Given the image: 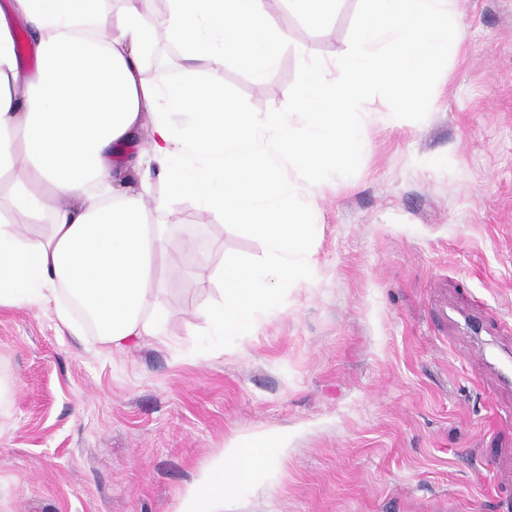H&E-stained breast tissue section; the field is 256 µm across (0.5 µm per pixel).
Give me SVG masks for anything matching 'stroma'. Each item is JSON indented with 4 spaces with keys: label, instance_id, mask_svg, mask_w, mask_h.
<instances>
[{
    "label": "stroma",
    "instance_id": "35a3bbf8",
    "mask_svg": "<svg viewBox=\"0 0 512 512\" xmlns=\"http://www.w3.org/2000/svg\"><path fill=\"white\" fill-rule=\"evenodd\" d=\"M367 0L310 26L269 0L279 61L183 66L159 41L142 75L223 87L241 112H288L303 60L346 50ZM468 37L413 99L369 94L367 146L310 216L303 279L217 336L197 307L220 262L266 266L260 237L176 196L152 302L165 342L77 339L49 304L0 307V512H177L236 437L283 434L224 512H512V0H456Z\"/></svg>",
    "mask_w": 512,
    "mask_h": 512
}]
</instances>
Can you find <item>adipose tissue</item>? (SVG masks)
Returning <instances> with one entry per match:
<instances>
[{
  "instance_id": "adipose-tissue-1",
  "label": "adipose tissue",
  "mask_w": 512,
  "mask_h": 512,
  "mask_svg": "<svg viewBox=\"0 0 512 512\" xmlns=\"http://www.w3.org/2000/svg\"><path fill=\"white\" fill-rule=\"evenodd\" d=\"M453 0H371L357 41L326 61L303 65L292 111L259 118L238 111L223 90L145 80L158 38L181 45L187 62L223 67L227 57L262 79L278 61L267 0H127L115 18L100 0H0V306L54 301L56 319L93 324L100 343L121 350L163 339L168 314L150 304L160 283L154 262L170 248L169 227L147 220L172 195L251 226L271 267H216L224 289L199 315L242 333L252 314L275 307L278 291L310 264L305 215L324 186L365 145L368 92L384 85L405 99L430 80L448 43L465 30L448 22ZM25 24L36 65L15 49ZM148 135L149 152L138 140ZM302 176L295 184L288 170ZM168 193L145 203L150 176ZM47 223L44 233L27 227ZM286 455L288 440L251 433L214 460L180 512H221L224 484L241 478L256 449Z\"/></svg>"
}]
</instances>
